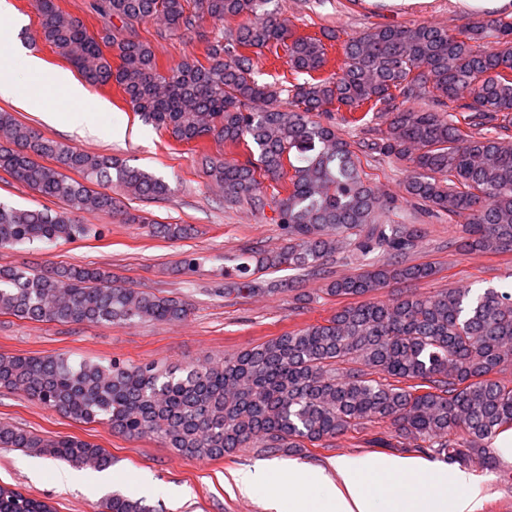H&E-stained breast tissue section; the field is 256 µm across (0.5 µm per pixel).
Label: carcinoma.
<instances>
[{
    "instance_id": "1",
    "label": "carcinoma",
    "mask_w": 512,
    "mask_h": 512,
    "mask_svg": "<svg viewBox=\"0 0 512 512\" xmlns=\"http://www.w3.org/2000/svg\"><path fill=\"white\" fill-rule=\"evenodd\" d=\"M272 0H96L103 34L89 31L55 0H34L41 35L91 85L116 84L142 119L180 143L212 139L246 147L243 161L207 160L225 201L256 210L272 204L288 245L243 249L224 269V295L258 291L256 275L291 270L327 279L342 305L328 319L285 332L217 364L162 369L48 356L0 355V388L22 392L73 420L105 422L128 436L215 460L240 448L301 452L348 431L388 423L403 448L449 464L477 458L496 469V438L512 430V291L448 288L377 294L391 283L435 275L412 256L420 224L381 222L398 209L362 166L389 161L411 169L406 198L433 216L461 223L464 246L512 252V16L469 22L453 32L429 23L375 24L343 41L336 70L324 40L298 35L268 9ZM159 19L158 36L181 30L205 44V61L161 72L140 25ZM206 20L223 26L217 36ZM235 20L236 26L224 24ZM283 47L291 74L288 107L262 106L278 88L253 75V53ZM116 52L117 66L105 49ZM340 112L335 118L332 113ZM360 127L348 140L337 123ZM0 169L59 210L0 203V247L60 243L99 234L75 214H115L176 241L187 224H162L122 208L112 187L155 199L168 185L122 159L49 139L0 109ZM77 177L70 176V173ZM289 177L268 198L267 181ZM343 259L354 270L329 278ZM188 305L117 282L90 265L38 270L0 266V314L32 322L94 325L174 323ZM0 447L76 468L104 471L112 456L75 436L45 439L0 422ZM0 512H53L44 501L0 485ZM102 512H152L114 493Z\"/></svg>"
}]
</instances>
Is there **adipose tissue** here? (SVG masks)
<instances>
[{
	"mask_svg": "<svg viewBox=\"0 0 512 512\" xmlns=\"http://www.w3.org/2000/svg\"><path fill=\"white\" fill-rule=\"evenodd\" d=\"M335 477L323 471L283 470L272 462L239 473L242 494L261 484L287 483V501L272 499V512H479L482 489L464 471L440 472L426 461L342 456Z\"/></svg>",
	"mask_w": 512,
	"mask_h": 512,
	"instance_id": "1",
	"label": "adipose tissue"
}]
</instances>
